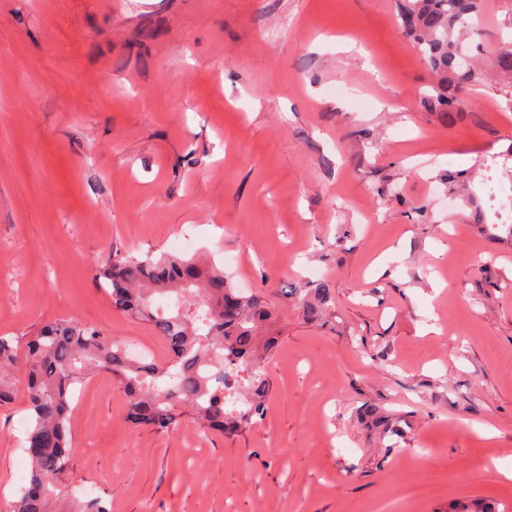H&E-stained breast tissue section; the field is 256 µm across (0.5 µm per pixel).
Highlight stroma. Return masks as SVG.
<instances>
[{
    "label": "stroma",
    "instance_id": "1",
    "mask_svg": "<svg viewBox=\"0 0 512 512\" xmlns=\"http://www.w3.org/2000/svg\"><path fill=\"white\" fill-rule=\"evenodd\" d=\"M398 9L0 0V336L74 317L164 360L95 278L191 228L275 315L267 417L236 436L134 429L111 376L82 387L67 482L112 512H512V223L468 222L448 182L512 148V0H485V77L450 120L420 103ZM24 388L0 407V502Z\"/></svg>",
    "mask_w": 512,
    "mask_h": 512
}]
</instances>
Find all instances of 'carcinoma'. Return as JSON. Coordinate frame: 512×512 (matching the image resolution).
<instances>
[{
  "instance_id": "obj_1",
  "label": "carcinoma",
  "mask_w": 512,
  "mask_h": 512,
  "mask_svg": "<svg viewBox=\"0 0 512 512\" xmlns=\"http://www.w3.org/2000/svg\"><path fill=\"white\" fill-rule=\"evenodd\" d=\"M482 0H406L401 26L419 46L434 74L421 101L429 112L448 116L459 107L456 93L478 81L476 57L466 48L478 29ZM112 306L148 322L168 348L167 359L182 377L162 387L165 363L135 360L126 346L79 320L59 318L44 325L18 354V340L0 336V405L14 389L4 375L21 371L28 426L23 450L29 479L10 512H56L53 500L68 499L73 512H109L100 496H84L63 484L75 447L71 439L73 393L107 373L127 397L125 422L158 433L176 428L183 409L206 433L238 434L261 425L272 388L261 365L275 345L262 334L272 312L256 296H246L224 276V268L194 255L162 253L112 258L97 274ZM183 298L174 311L154 306L156 297ZM329 289L318 288L305 304L307 317L322 318Z\"/></svg>"
}]
</instances>
